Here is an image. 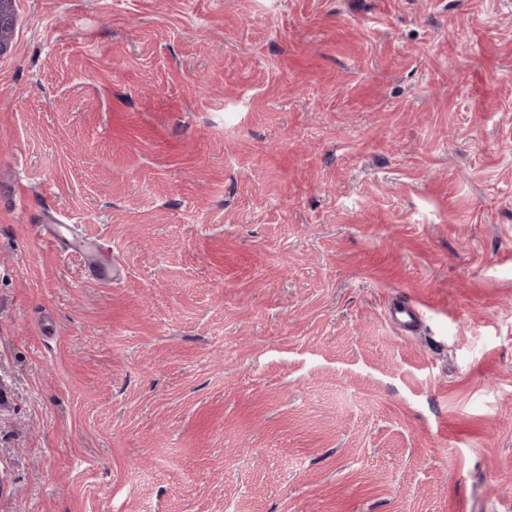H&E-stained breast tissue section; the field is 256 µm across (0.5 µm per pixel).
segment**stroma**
<instances>
[{
  "label": "stroma",
  "instance_id": "obj_1",
  "mask_svg": "<svg viewBox=\"0 0 512 512\" xmlns=\"http://www.w3.org/2000/svg\"><path fill=\"white\" fill-rule=\"evenodd\" d=\"M0 512H512V0H17ZM84 271L87 280L105 285L112 284V279L114 280L117 276V270L112 267V263L100 259H87ZM390 316L394 323L406 331H415L419 325V313L409 303L400 301L390 309Z\"/></svg>",
  "mask_w": 512,
  "mask_h": 512
}]
</instances>
